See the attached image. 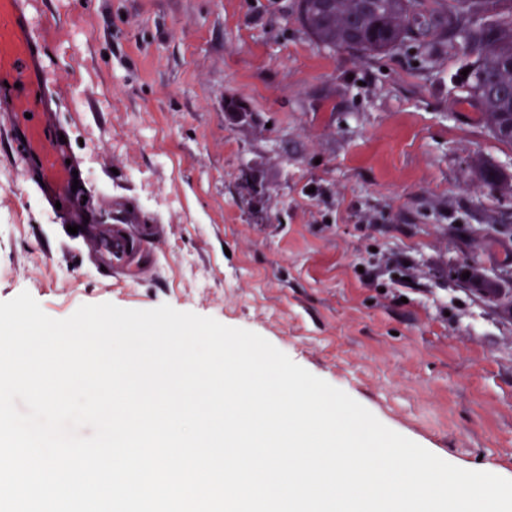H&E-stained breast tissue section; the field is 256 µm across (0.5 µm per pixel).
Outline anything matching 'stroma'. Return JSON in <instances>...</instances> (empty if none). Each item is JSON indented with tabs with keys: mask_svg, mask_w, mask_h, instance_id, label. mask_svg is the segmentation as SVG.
Returning <instances> with one entry per match:
<instances>
[{
	"mask_svg": "<svg viewBox=\"0 0 512 512\" xmlns=\"http://www.w3.org/2000/svg\"><path fill=\"white\" fill-rule=\"evenodd\" d=\"M43 9L92 217L140 247L105 277L0 142V301L26 291L55 319L167 304L253 331L447 462L511 479L512 196L472 163L512 175V148L456 101L461 41L365 59L312 40L296 0Z\"/></svg>",
	"mask_w": 512,
	"mask_h": 512,
	"instance_id": "stroma-1",
	"label": "stroma"
}]
</instances>
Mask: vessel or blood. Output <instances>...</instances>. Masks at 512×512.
Returning <instances> with one entry per match:
<instances>
[{
    "label": "vessel or blood",
    "mask_w": 512,
    "mask_h": 512,
    "mask_svg": "<svg viewBox=\"0 0 512 512\" xmlns=\"http://www.w3.org/2000/svg\"><path fill=\"white\" fill-rule=\"evenodd\" d=\"M45 48L29 0H0V129L10 149L26 160L25 180L57 205L59 222L81 224L90 211L85 186L73 184L82 163L61 140L60 94L44 64Z\"/></svg>",
    "instance_id": "vessel-or-blood-1"
}]
</instances>
